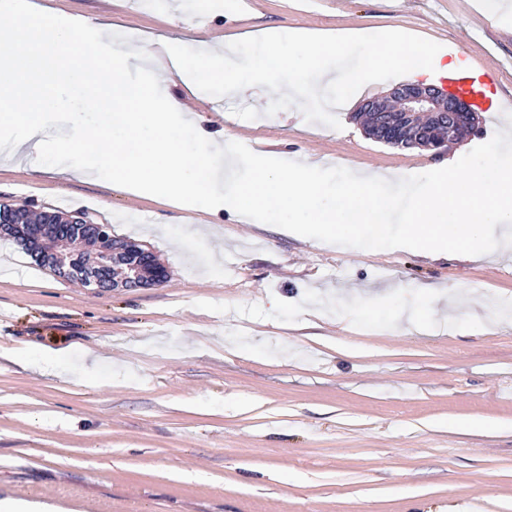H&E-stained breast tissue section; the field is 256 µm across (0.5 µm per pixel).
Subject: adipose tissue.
Wrapping results in <instances>:
<instances>
[{
	"mask_svg": "<svg viewBox=\"0 0 512 512\" xmlns=\"http://www.w3.org/2000/svg\"><path fill=\"white\" fill-rule=\"evenodd\" d=\"M258 39L265 53L246 56L233 41L216 49L158 36L133 57L105 19L47 15L34 0H0V161L79 182L106 180L134 197L196 204L206 201L220 163L234 162L236 145L214 137L181 97L160 95L156 62L191 94L212 73L234 93L247 77L274 83L284 63L280 50L289 47L306 67L280 93L300 112L330 83L362 85L381 69H405L410 56L418 60L416 75L431 81L468 71L445 48L400 27L385 29L353 69L342 65L352 36L269 28ZM133 67L143 74L140 82L127 78Z\"/></svg>",
	"mask_w": 512,
	"mask_h": 512,
	"instance_id": "adipose-tissue-1",
	"label": "adipose tissue"
}]
</instances>
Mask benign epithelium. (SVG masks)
Masks as SVG:
<instances>
[{
    "label": "benign epithelium",
    "mask_w": 512,
    "mask_h": 512,
    "mask_svg": "<svg viewBox=\"0 0 512 512\" xmlns=\"http://www.w3.org/2000/svg\"><path fill=\"white\" fill-rule=\"evenodd\" d=\"M362 110L372 115L380 141L395 147L439 152L448 149V138H468L479 130L480 106L473 93L444 85L398 84L366 101ZM0 233L14 237L55 275L92 290L153 288L167 279L151 251L113 238L109 225L83 216L50 213L39 224L14 217L0 224ZM95 239L110 240L112 246L100 253L91 246Z\"/></svg>",
    "instance_id": "7a95c632"
}]
</instances>
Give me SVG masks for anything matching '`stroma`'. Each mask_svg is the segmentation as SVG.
<instances>
[{
  "instance_id": "1",
  "label": "stroma",
  "mask_w": 512,
  "mask_h": 512,
  "mask_svg": "<svg viewBox=\"0 0 512 512\" xmlns=\"http://www.w3.org/2000/svg\"><path fill=\"white\" fill-rule=\"evenodd\" d=\"M175 42L267 25L365 35L404 27L453 48L512 99V0H35ZM182 95V94H181ZM353 93L295 115L262 82L183 94L214 135L353 171L427 172L489 141L500 115L442 156L370 139ZM0 203L106 224L154 252L161 286L93 292L0 235V499L45 512H512V254L483 261L319 246L172 207L105 182L0 163ZM203 227V237L187 229ZM403 307L472 321L407 332ZM485 421L469 430L465 421Z\"/></svg>"
}]
</instances>
